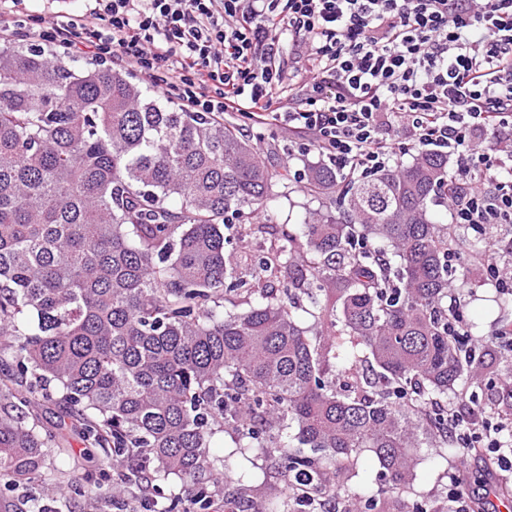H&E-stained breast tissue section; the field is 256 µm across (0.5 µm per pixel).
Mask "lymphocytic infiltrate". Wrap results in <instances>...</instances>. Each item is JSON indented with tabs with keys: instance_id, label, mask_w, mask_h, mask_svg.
<instances>
[{
	"instance_id": "f902f5d3",
	"label": "lymphocytic infiltrate",
	"mask_w": 512,
	"mask_h": 512,
	"mask_svg": "<svg viewBox=\"0 0 512 512\" xmlns=\"http://www.w3.org/2000/svg\"><path fill=\"white\" fill-rule=\"evenodd\" d=\"M29 36L119 59L192 111L238 114L242 131L279 126L349 177L412 149L452 152L454 223L512 222V171L469 147L487 129L512 142V0H85L37 16ZM290 40L305 74L297 98L282 65ZM447 415L455 447L512 476L503 419Z\"/></svg>"
}]
</instances>
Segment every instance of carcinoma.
<instances>
[{"mask_svg":"<svg viewBox=\"0 0 512 512\" xmlns=\"http://www.w3.org/2000/svg\"><path fill=\"white\" fill-rule=\"evenodd\" d=\"M457 187L437 150L358 179L306 162L298 181L222 116L0 45V401L64 405L101 465L149 473L160 512L208 508L255 452L290 500L310 473L313 512L336 493L345 512H426L402 496L410 449L447 435L434 405L482 370L448 335L457 269L435 208ZM293 194L292 229L254 222ZM217 422L237 434L225 456ZM56 447L0 415V484L42 478Z\"/></svg>","mask_w":512,"mask_h":512,"instance_id":"1","label":"carcinoma"}]
</instances>
